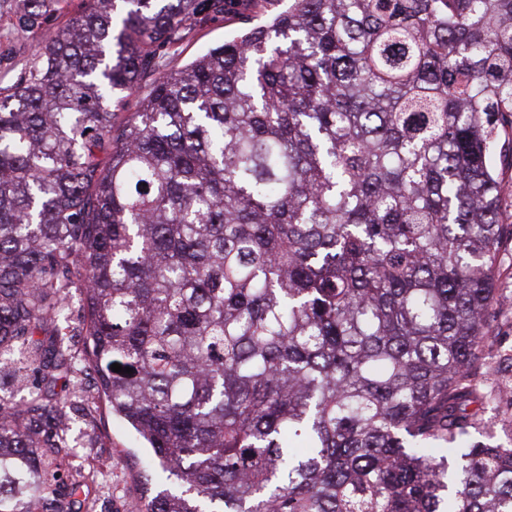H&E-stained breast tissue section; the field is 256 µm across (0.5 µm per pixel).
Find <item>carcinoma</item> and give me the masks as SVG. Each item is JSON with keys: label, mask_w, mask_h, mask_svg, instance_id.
<instances>
[{"label": "carcinoma", "mask_w": 512, "mask_h": 512, "mask_svg": "<svg viewBox=\"0 0 512 512\" xmlns=\"http://www.w3.org/2000/svg\"><path fill=\"white\" fill-rule=\"evenodd\" d=\"M202 11L80 0L0 87V369L93 367L158 470L137 512H512V446L471 439L512 0H289L117 122ZM70 405L0 398V512H70Z\"/></svg>", "instance_id": "obj_1"}]
</instances>
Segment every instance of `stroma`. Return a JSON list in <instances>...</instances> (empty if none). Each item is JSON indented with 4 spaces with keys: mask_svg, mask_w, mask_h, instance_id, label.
I'll return each mask as SVG.
<instances>
[{
    "mask_svg": "<svg viewBox=\"0 0 512 512\" xmlns=\"http://www.w3.org/2000/svg\"><path fill=\"white\" fill-rule=\"evenodd\" d=\"M288 0H253L237 13L201 14L182 32L172 48L157 52L159 71L177 70L222 44L240 30L280 12ZM14 0H0V87L12 84L31 65L41 40L40 31H21L15 26ZM494 318L484 341L485 358L478 370L483 391L490 399L485 418L494 441L512 443V246L498 265ZM88 401L72 412L75 426L86 429L90 461L112 467V487L84 483L74 497L72 512H83L88 500H96L97 512H128L157 479L147 465L148 453L135 432L123 424L100 393L97 375L87 372L81 380Z\"/></svg>",
    "mask_w": 512,
    "mask_h": 512,
    "instance_id": "35a3bbf8",
    "label": "stroma"
}]
</instances>
